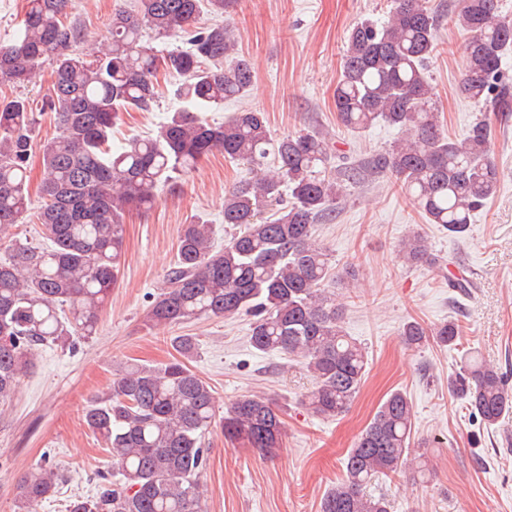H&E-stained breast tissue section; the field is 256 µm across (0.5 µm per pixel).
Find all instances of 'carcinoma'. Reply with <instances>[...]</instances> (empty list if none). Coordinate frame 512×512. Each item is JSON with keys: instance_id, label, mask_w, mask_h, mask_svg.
<instances>
[{"instance_id": "1", "label": "carcinoma", "mask_w": 512, "mask_h": 512, "mask_svg": "<svg viewBox=\"0 0 512 512\" xmlns=\"http://www.w3.org/2000/svg\"><path fill=\"white\" fill-rule=\"evenodd\" d=\"M232 2L135 0L134 8L115 13L109 39L87 56L77 50L86 33L68 18L71 0H26L17 39L0 44L1 85H25L52 62L53 92L39 111L54 114L58 128L42 145L37 221L45 242H14L0 254L1 403L31 368L38 346L92 334L121 273L125 215L150 209L160 190L174 189L179 176L214 151L257 169L224 194V223L234 233L218 247L212 225H182L177 260L146 321L154 327L251 317L252 348L302 358L315 385L300 405L326 419L348 410L368 358L343 328V305L325 288L332 265L313 238L314 224L332 217L372 174L392 175L428 223L455 237L496 194L499 170L487 113L512 111V86L500 77L512 51V21L497 16V0H461L457 14L469 33L459 91L482 112L461 137L445 132L428 80L439 19L427 0H391L387 20H362L349 30L335 89L338 122L354 133L380 122L398 133L390 148L353 161L333 153L322 131L272 137L260 111L235 112L221 123L206 118L253 85L234 29L203 22L226 13ZM147 31L156 40L179 37L185 46L158 55L144 41ZM161 69L179 78L180 105L156 136L112 144L123 113L156 105ZM36 121L28 100H0V235L32 205ZM398 257L409 266L443 269L416 234L402 240ZM400 336L409 347L432 337L453 346L460 325L450 319L428 328L413 319ZM172 346L177 357L119 371L108 391L87 405L85 423L109 450L112 478L94 497L70 501L67 512H202L199 476L216 398L186 363L195 337L177 336ZM448 390L486 427L512 414L508 378L473 351L448 378ZM413 419L407 395L388 394L347 453L344 474L322 497L320 512H391L386 496L366 488L379 476L407 470L425 477L427 452L411 447ZM221 428L230 443L268 454L280 447L284 421L272 401L252 395L225 408ZM59 481L51 466L30 471L16 487L19 512H37Z\"/></svg>"}]
</instances>
